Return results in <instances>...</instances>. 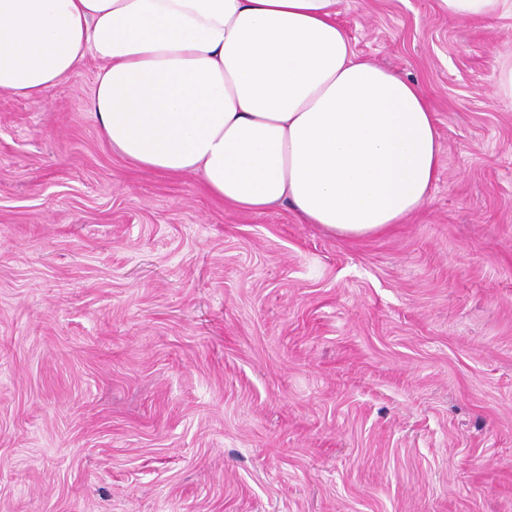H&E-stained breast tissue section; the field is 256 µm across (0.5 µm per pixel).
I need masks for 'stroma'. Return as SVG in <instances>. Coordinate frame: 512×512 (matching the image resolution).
I'll list each match as a JSON object with an SVG mask.
<instances>
[{"label":"stroma","mask_w":512,"mask_h":512,"mask_svg":"<svg viewBox=\"0 0 512 512\" xmlns=\"http://www.w3.org/2000/svg\"><path fill=\"white\" fill-rule=\"evenodd\" d=\"M338 11L442 146L379 235L135 166L96 59L0 95V512H512V11Z\"/></svg>","instance_id":"1"}]
</instances>
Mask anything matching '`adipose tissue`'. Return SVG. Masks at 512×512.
Wrapping results in <instances>:
<instances>
[{"label": "adipose tissue", "instance_id": "adipose-tissue-1", "mask_svg": "<svg viewBox=\"0 0 512 512\" xmlns=\"http://www.w3.org/2000/svg\"><path fill=\"white\" fill-rule=\"evenodd\" d=\"M339 0H0V93L38 100L87 58L92 108L137 166L343 237L405 223L441 144L416 83L359 57Z\"/></svg>", "mask_w": 512, "mask_h": 512}]
</instances>
